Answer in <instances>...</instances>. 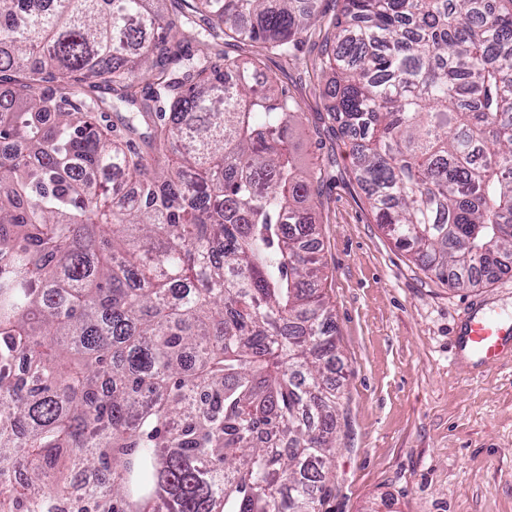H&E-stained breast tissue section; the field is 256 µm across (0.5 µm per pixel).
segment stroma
I'll return each mask as SVG.
<instances>
[{
  "label": "stroma",
  "mask_w": 512,
  "mask_h": 512,
  "mask_svg": "<svg viewBox=\"0 0 512 512\" xmlns=\"http://www.w3.org/2000/svg\"><path fill=\"white\" fill-rule=\"evenodd\" d=\"M217 47L296 98L295 154L321 174L316 239L346 393L324 512H512V360L455 345L473 311L512 323V273L449 288L375 223L314 70L320 37L291 62L247 41Z\"/></svg>",
  "instance_id": "stroma-1"
}]
</instances>
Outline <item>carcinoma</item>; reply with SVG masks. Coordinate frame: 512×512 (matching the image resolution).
Here are the masks:
<instances>
[{
  "label": "carcinoma",
  "instance_id": "1",
  "mask_svg": "<svg viewBox=\"0 0 512 512\" xmlns=\"http://www.w3.org/2000/svg\"><path fill=\"white\" fill-rule=\"evenodd\" d=\"M153 2L0 0V512H323L343 391L317 173L294 97L206 47L288 58L327 19L375 223L461 288L512 272V0ZM198 14L195 56L171 33Z\"/></svg>",
  "mask_w": 512,
  "mask_h": 512
}]
</instances>
